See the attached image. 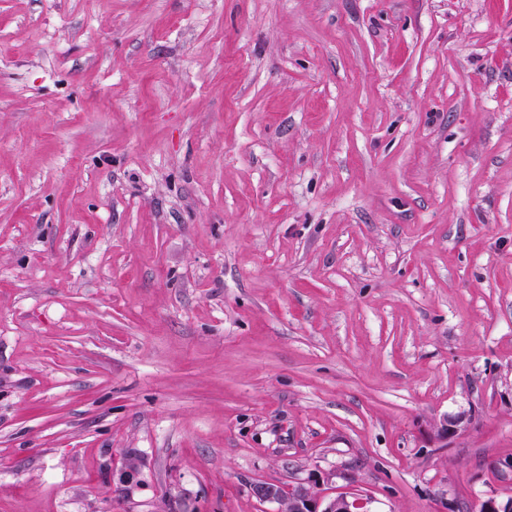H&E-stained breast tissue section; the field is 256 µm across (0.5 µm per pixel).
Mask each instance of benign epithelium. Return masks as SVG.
I'll return each mask as SVG.
<instances>
[{"mask_svg": "<svg viewBox=\"0 0 512 512\" xmlns=\"http://www.w3.org/2000/svg\"><path fill=\"white\" fill-rule=\"evenodd\" d=\"M251 492L262 502H277L281 512H368L364 499L338 495L321 503L316 493L302 483L283 489L267 482L252 485ZM478 512H512V498L489 497L482 501Z\"/></svg>", "mask_w": 512, "mask_h": 512, "instance_id": "1", "label": "benign epithelium"}]
</instances>
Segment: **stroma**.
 I'll list each match as a JSON object with an SVG mask.
<instances>
[{
    "label": "stroma",
    "mask_w": 512,
    "mask_h": 512,
    "mask_svg": "<svg viewBox=\"0 0 512 512\" xmlns=\"http://www.w3.org/2000/svg\"><path fill=\"white\" fill-rule=\"evenodd\" d=\"M512 497V0H0V512ZM254 497L262 502H277L280 504L281 512H368L365 509L367 502L364 499L338 495L325 503L320 509L322 502L316 493L303 483L289 486L288 492L282 487L267 482H257L251 487Z\"/></svg>",
    "instance_id": "35a3bbf8"
}]
</instances>
